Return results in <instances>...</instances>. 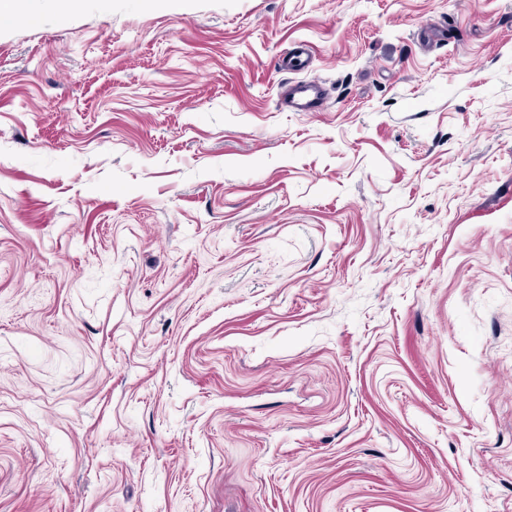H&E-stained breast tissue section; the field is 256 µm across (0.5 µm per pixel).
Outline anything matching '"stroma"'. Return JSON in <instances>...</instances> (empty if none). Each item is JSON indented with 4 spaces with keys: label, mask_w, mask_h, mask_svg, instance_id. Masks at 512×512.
Instances as JSON below:
<instances>
[{
    "label": "stroma",
    "mask_w": 512,
    "mask_h": 512,
    "mask_svg": "<svg viewBox=\"0 0 512 512\" xmlns=\"http://www.w3.org/2000/svg\"><path fill=\"white\" fill-rule=\"evenodd\" d=\"M0 512H512V0L0 29ZM326 89L318 80L293 82L288 87V107L297 112H305L323 104Z\"/></svg>",
    "instance_id": "stroma-1"
}]
</instances>
